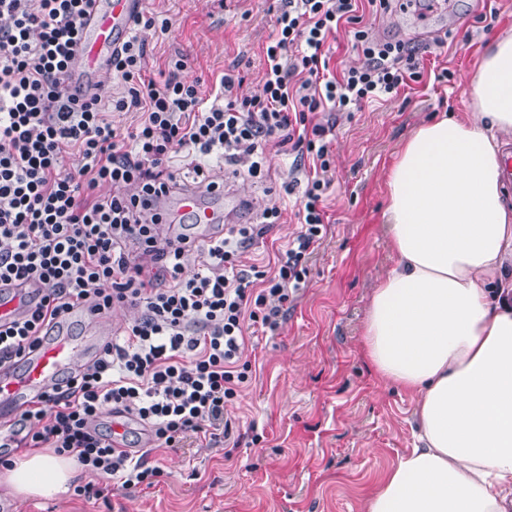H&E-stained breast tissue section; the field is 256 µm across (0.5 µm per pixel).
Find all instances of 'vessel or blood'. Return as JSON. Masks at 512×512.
Returning a JSON list of instances; mask_svg holds the SVG:
<instances>
[{"label":"vessel or blood","instance_id":"obj_1","mask_svg":"<svg viewBox=\"0 0 512 512\" xmlns=\"http://www.w3.org/2000/svg\"><path fill=\"white\" fill-rule=\"evenodd\" d=\"M146 0H92L83 18L78 48L73 57L69 84L85 94L100 91V77L112 69V53L132 30V18L143 11ZM223 188L208 192L196 187L176 189L169 208L177 217L192 216L196 225L224 220ZM102 313L84 305L74 306L60 319L62 325L80 322L97 328ZM98 343L67 334L54 337L27 352L22 369L0 363V407L20 410L36 401L63 375L91 361Z\"/></svg>","mask_w":512,"mask_h":512}]
</instances>
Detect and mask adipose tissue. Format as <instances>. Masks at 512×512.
<instances>
[{"mask_svg":"<svg viewBox=\"0 0 512 512\" xmlns=\"http://www.w3.org/2000/svg\"><path fill=\"white\" fill-rule=\"evenodd\" d=\"M471 109L421 124L387 173L393 266L375 288L363 346L378 377L416 398L415 443L364 512H512V33L490 43ZM81 471L46 449L16 455L0 489L68 493Z\"/></svg>","mask_w":512,"mask_h":512,"instance_id":"adipose-tissue-1","label":"adipose tissue"}]
</instances>
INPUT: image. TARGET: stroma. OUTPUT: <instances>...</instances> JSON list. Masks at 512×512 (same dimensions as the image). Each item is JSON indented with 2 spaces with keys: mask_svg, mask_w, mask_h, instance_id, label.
Segmentation results:
<instances>
[{
  "mask_svg": "<svg viewBox=\"0 0 512 512\" xmlns=\"http://www.w3.org/2000/svg\"><path fill=\"white\" fill-rule=\"evenodd\" d=\"M146 11L170 19L168 32L142 31L147 67L157 70L174 52L191 61L183 73L213 100L225 69L244 81L239 93L261 94L262 49L275 18L263 0H147ZM512 27V0H439L426 14L392 7L373 21L380 40L430 43L427 75L391 101L336 113L331 142L333 182L325 201L329 226L308 260L310 273L276 335L256 336L244 357L252 381L226 404L224 416L239 447L151 448L139 424L128 443L149 450L164 476L147 488H115L107 498L47 501L0 499L6 512H363L379 475L412 448V395L383 385L362 344L373 288L392 266L384 209L386 174L404 141L422 123L470 109L467 84L489 39ZM448 70L450 80H434ZM224 195L249 201L228 216L255 221L268 208L280 224L244 250L243 267L264 265L300 229L299 193L289 192L291 160L269 159L266 182L232 177L212 165Z\"/></svg>",
  "mask_w": 512,
  "mask_h": 512,
  "instance_id": "35a3bbf8",
  "label": "stroma"
}]
</instances>
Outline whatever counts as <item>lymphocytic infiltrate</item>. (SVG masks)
Here are the masks:
<instances>
[{"instance_id": "f902f5d3", "label": "lymphocytic infiltrate", "mask_w": 512, "mask_h": 512, "mask_svg": "<svg viewBox=\"0 0 512 512\" xmlns=\"http://www.w3.org/2000/svg\"><path fill=\"white\" fill-rule=\"evenodd\" d=\"M88 3L0 0V281L41 292L20 318L0 324V361L20 360L77 304L99 312L128 306L140 315L98 359L20 413L0 436V465L7 449L51 448L121 487L150 486L161 468L99 422L132 417L165 448L231 440L224 406L252 378L245 343L277 332L309 273L310 248L327 233L332 126L322 114L395 99L423 72L418 46L371 35L370 17L389 11L390 0H278L260 95L240 96L243 78L228 69L205 103L197 85L181 80L189 60L180 53L148 73L140 33L167 29L169 21L144 12L112 56L123 95L109 104L98 95L79 99L67 76ZM340 32L363 55L362 66L332 68ZM111 110L140 113V122L114 125ZM181 153L207 188L210 159L257 180L270 154L307 163L301 229L273 269H242L239 255L279 223L276 208L214 239L158 235L150 203L177 185L169 161ZM105 184L111 194L99 195ZM191 252L199 267L187 279L183 260Z\"/></svg>"}]
</instances>
